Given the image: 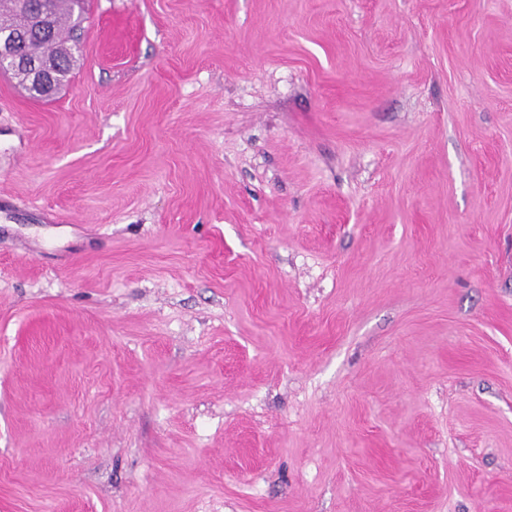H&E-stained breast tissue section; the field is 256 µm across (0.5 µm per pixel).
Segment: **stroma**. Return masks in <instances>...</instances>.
<instances>
[{"label": "stroma", "instance_id": "35a3bbf8", "mask_svg": "<svg viewBox=\"0 0 512 512\" xmlns=\"http://www.w3.org/2000/svg\"><path fill=\"white\" fill-rule=\"evenodd\" d=\"M0 75V512H512V0H88ZM32 1L38 0H0L1 17L2 14L6 17L0 22V36L6 34L10 39L15 60L4 72H11L14 79L19 78L31 98L42 100L51 96L47 92L54 87L65 86L79 65V41L73 34L82 29L87 0H47V15L37 23L34 21L41 15L30 12ZM39 23L50 29L48 40L32 38V29ZM50 57L58 61V66L51 75L54 86L47 91L33 84L30 76L35 65H42Z\"/></svg>", "mask_w": 512, "mask_h": 512}]
</instances>
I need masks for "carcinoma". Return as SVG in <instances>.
Here are the masks:
<instances>
[{"label": "carcinoma", "mask_w": 512, "mask_h": 512, "mask_svg": "<svg viewBox=\"0 0 512 512\" xmlns=\"http://www.w3.org/2000/svg\"><path fill=\"white\" fill-rule=\"evenodd\" d=\"M30 2L32 0H0V14L6 17L0 22V35H7L11 41L14 65L8 71L13 78L20 79V85L31 98L42 100L49 94L31 80L33 67L51 57L58 61L52 72V84L59 88L70 81L80 62L79 41L74 33L82 29L87 0H47V15L43 19L30 11ZM37 19L50 29L49 39L32 38Z\"/></svg>", "instance_id": "1"}]
</instances>
